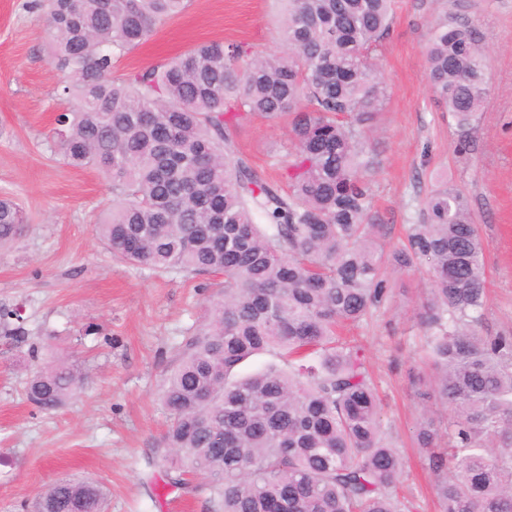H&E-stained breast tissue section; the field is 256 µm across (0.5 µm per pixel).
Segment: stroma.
Segmentation results:
<instances>
[{
	"mask_svg": "<svg viewBox=\"0 0 512 512\" xmlns=\"http://www.w3.org/2000/svg\"><path fill=\"white\" fill-rule=\"evenodd\" d=\"M46 7L0 0V197L21 205L25 223L0 248V309L20 308L26 333L0 327V512H31L35 496L67 476L101 482L108 512H210L204 485L171 486L158 465L168 414L161 388L175 348L202 315L207 290L185 274L113 260L95 234L112 184L64 163L53 148L56 117L69 101L49 61ZM451 13L471 23L489 59V96L465 151L452 115L427 79L431 22ZM280 0H190L125 57L127 72L168 62L210 40L279 52ZM387 99L373 145L375 217L399 247L436 180L466 189L484 239L489 280L484 326L512 330V0H396L378 50ZM291 144L285 123L254 116L237 147L271 180ZM391 292L361 337L382 404L384 431L405 467L399 497L438 512L426 453L414 443L423 411L445 419L412 383L425 355L417 312L431 283L424 268L389 272ZM63 360L84 376L63 407L42 412L25 396L37 366Z\"/></svg>",
	"mask_w": 512,
	"mask_h": 512,
	"instance_id": "35a3bbf8",
	"label": "stroma"
}]
</instances>
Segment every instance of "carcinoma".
I'll return each mask as SVG.
<instances>
[{"label": "carcinoma", "mask_w": 512, "mask_h": 512, "mask_svg": "<svg viewBox=\"0 0 512 512\" xmlns=\"http://www.w3.org/2000/svg\"><path fill=\"white\" fill-rule=\"evenodd\" d=\"M284 50L237 68L242 48L202 43L164 64L117 74L118 63L188 0H46L50 62L72 106L57 150L112 182L95 226L115 259L164 273L222 275L202 322L178 352L162 400L166 477H199L213 512H411L395 489L404 463L386 438L364 346L340 329L371 318L388 296L384 266L427 264L418 312L427 357L414 383L448 408L446 428L417 422L439 512H512V331L481 329L485 246L470 199L442 180L426 195L407 245L384 250L370 175V128L387 96L373 52L394 0H281ZM428 80L466 144L489 95L476 32L439 17L426 46ZM245 114L285 120L279 157L288 191L238 156ZM0 198V245L21 229ZM23 335L17 309L0 310ZM284 362L231 378L249 357ZM83 375L39 367L25 394L40 411L64 405ZM92 479H62L32 512H105Z\"/></svg>", "instance_id": "cac0c4a2"}]
</instances>
